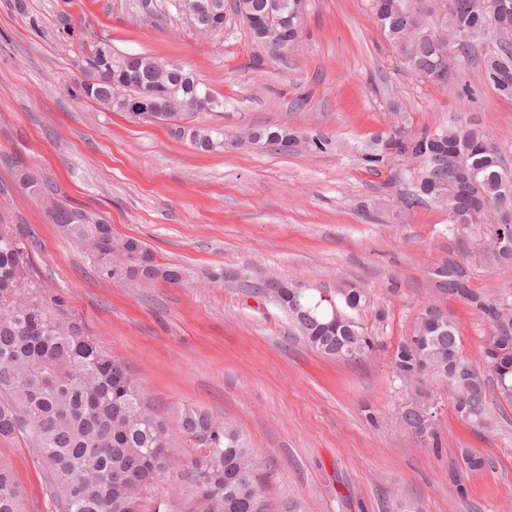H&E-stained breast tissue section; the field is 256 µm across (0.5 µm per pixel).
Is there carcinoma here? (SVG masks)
Listing matches in <instances>:
<instances>
[{
	"instance_id": "cac0c4a2",
	"label": "carcinoma",
	"mask_w": 512,
	"mask_h": 512,
	"mask_svg": "<svg viewBox=\"0 0 512 512\" xmlns=\"http://www.w3.org/2000/svg\"><path fill=\"white\" fill-rule=\"evenodd\" d=\"M295 0H237L233 14L256 43L266 44L264 31H278L276 46L289 50L298 42L290 21ZM376 25L394 45L412 39L406 52L409 68L423 82L440 83V74L469 60L485 44L484 70L497 93L512 99V45L501 47L497 27L512 19L494 13V0H368ZM421 10V32H408L411 14ZM459 29L482 34L455 60L442 58L448 33ZM101 40L89 43L82 59L86 98L113 111L114 85L128 74L140 83L170 90L162 101L166 127L191 146L211 152L224 146V131L186 123L192 104L208 98L210 111L224 107L204 83L187 70L134 54H107ZM275 150L292 133L276 129L257 132ZM409 163L403 177L411 189L403 204L411 209L424 199L448 211L460 226L490 223L492 233L512 224V196L505 180L512 172L480 130L450 124L416 132L398 122L366 156L375 171L394 160ZM48 213L61 232L76 240L94 260L99 276L114 281L173 283L185 270L159 264L144 242L119 237L101 217L56 200ZM153 272L154 277L147 276ZM439 292L469 305L489 325L483 357L496 380L497 398L512 405V303L505 304L471 286L443 261L433 272ZM255 294L279 304L299 335L317 352L336 359L358 358L375 346L361 322L370 308L367 292L352 282L345 287L299 288L288 279L246 285ZM393 368L415 397L402 410L405 424L415 428L432 402L425 381L442 376L454 389L455 413L474 427L486 428L489 417L484 375L459 349L457 329L440 305H427L414 334L395 352ZM176 419L184 436L195 442L185 466L193 507L187 512H267L258 463L243 432L218 421L206 409L183 404ZM0 438L22 439L40 460L43 485L55 512H182L166 499L159 485L170 466L166 454L171 437L166 419L142 396L138 383L87 332L65 299L35 269L24 236L12 224L0 223ZM0 512H27L26 495L11 469L0 465Z\"/></svg>"
}]
</instances>
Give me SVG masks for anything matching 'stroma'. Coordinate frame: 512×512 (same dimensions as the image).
Here are the masks:
<instances>
[{
  "mask_svg": "<svg viewBox=\"0 0 512 512\" xmlns=\"http://www.w3.org/2000/svg\"><path fill=\"white\" fill-rule=\"evenodd\" d=\"M99 38L208 84L224 107L195 121L223 128V149L197 151L85 98L80 61ZM455 80L449 89L416 78L367 0H309L301 40L284 52L253 43L234 17L222 32L196 34L168 0L147 10L140 0H0V222L26 234L41 277L167 418L164 493L187 497L193 445L173 410L193 404L243 431L269 512H385L394 494L423 512H512V407L496 408L495 428L480 430L454 414L447 384L433 383L438 441L424 443L400 421L409 393L393 372L399 343L435 297L430 272L447 254L470 268L473 288L506 303L512 268L481 259L490 225L451 224L431 202L405 208L395 175L404 161L374 172L364 160L400 118L416 130L453 120L479 128L512 162V100L489 84L481 57ZM265 127L305 143L284 154L240 138ZM22 170L55 199L143 241L159 263L186 269V280L100 279L45 200L19 184ZM270 275L321 288L357 282L373 302L362 323L377 338L374 351L343 361L310 349L279 305L247 290ZM443 305L463 355L483 368L487 324L455 298ZM464 448L485 465L463 473L461 497L448 469ZM0 464L14 471L29 512H50L23 443L0 439Z\"/></svg>",
  "mask_w": 512,
  "mask_h": 512,
  "instance_id": "obj_1",
  "label": "stroma"
}]
</instances>
